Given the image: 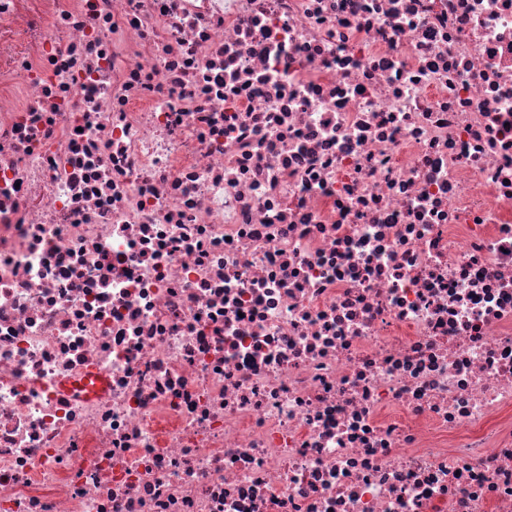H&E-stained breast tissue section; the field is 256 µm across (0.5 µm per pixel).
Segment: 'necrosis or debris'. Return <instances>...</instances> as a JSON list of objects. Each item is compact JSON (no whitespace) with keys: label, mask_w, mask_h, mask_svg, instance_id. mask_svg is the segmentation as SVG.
<instances>
[{"label":"necrosis or debris","mask_w":512,"mask_h":512,"mask_svg":"<svg viewBox=\"0 0 512 512\" xmlns=\"http://www.w3.org/2000/svg\"><path fill=\"white\" fill-rule=\"evenodd\" d=\"M0 512H512V0H0Z\"/></svg>","instance_id":"obj_1"}]
</instances>
